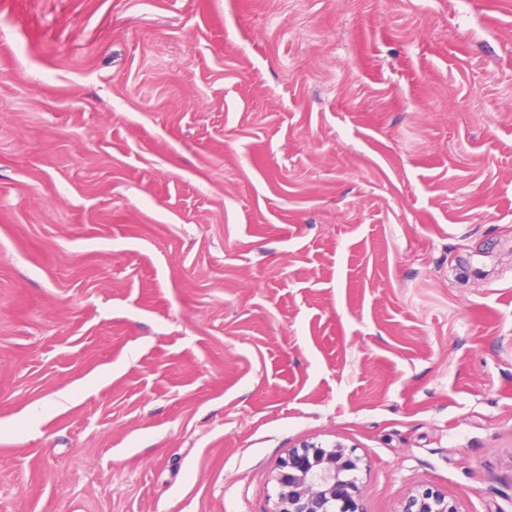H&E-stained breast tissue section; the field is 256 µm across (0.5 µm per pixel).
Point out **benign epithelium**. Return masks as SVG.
Here are the masks:
<instances>
[{"mask_svg":"<svg viewBox=\"0 0 512 512\" xmlns=\"http://www.w3.org/2000/svg\"><path fill=\"white\" fill-rule=\"evenodd\" d=\"M361 459L340 442H303L283 459L270 512H366L356 473ZM398 512H458L448 496L423 485L402 502Z\"/></svg>","mask_w":512,"mask_h":512,"instance_id":"benign-epithelium-1","label":"benign epithelium"}]
</instances>
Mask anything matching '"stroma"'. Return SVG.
I'll use <instances>...</instances> for the list:
<instances>
[{
	"label": "stroma",
	"instance_id": "obj_1",
	"mask_svg": "<svg viewBox=\"0 0 512 512\" xmlns=\"http://www.w3.org/2000/svg\"><path fill=\"white\" fill-rule=\"evenodd\" d=\"M304 441L512 512V0H0V512Z\"/></svg>",
	"mask_w": 512,
	"mask_h": 512
}]
</instances>
